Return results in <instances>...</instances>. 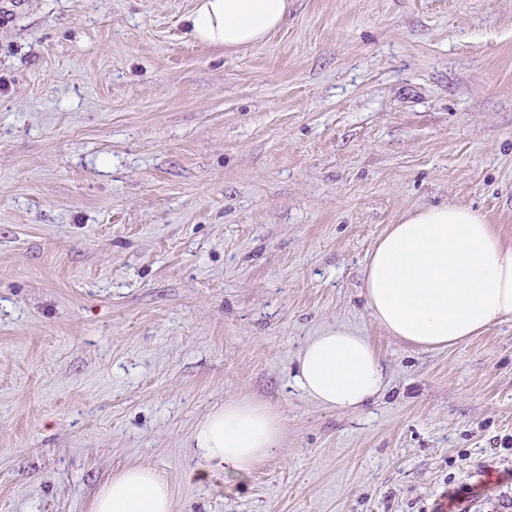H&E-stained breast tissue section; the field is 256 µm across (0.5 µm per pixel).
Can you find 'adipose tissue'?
<instances>
[{"mask_svg":"<svg viewBox=\"0 0 512 512\" xmlns=\"http://www.w3.org/2000/svg\"><path fill=\"white\" fill-rule=\"evenodd\" d=\"M287 15L288 0H199L189 25L198 42L238 50L263 44ZM364 294L373 323L390 336L417 349H445L512 318V245L470 207L428 206L377 241ZM294 381L317 405L343 412L361 410L385 388L379 354L345 325L306 343ZM281 439L274 410L240 399L210 413L190 443L205 471L245 473ZM91 512H172V492L151 467L132 466L101 487Z\"/></svg>","mask_w":512,"mask_h":512,"instance_id":"adipose-tissue-1","label":"adipose tissue"}]
</instances>
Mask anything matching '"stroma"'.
<instances>
[{
    "mask_svg": "<svg viewBox=\"0 0 512 512\" xmlns=\"http://www.w3.org/2000/svg\"><path fill=\"white\" fill-rule=\"evenodd\" d=\"M198 0H0V512H89L157 469L172 512H512V320L440 350L369 319L367 257L426 205L512 244V0H290L261 46ZM356 327L384 392L294 385ZM284 433L191 478L232 399ZM294 381L317 405L343 412L361 410L385 388L379 354L366 336L345 325L328 327L306 343Z\"/></svg>",
    "mask_w": 512,
    "mask_h": 512,
    "instance_id": "obj_1",
    "label": "stroma"
}]
</instances>
